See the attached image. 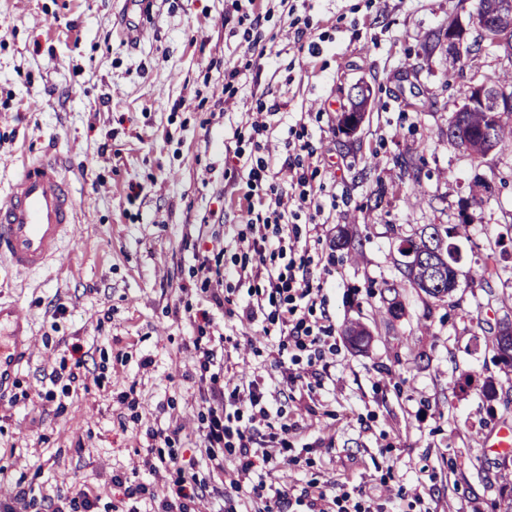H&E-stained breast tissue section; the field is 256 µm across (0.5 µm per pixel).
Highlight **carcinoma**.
<instances>
[{"mask_svg": "<svg viewBox=\"0 0 512 512\" xmlns=\"http://www.w3.org/2000/svg\"><path fill=\"white\" fill-rule=\"evenodd\" d=\"M481 2L476 4V18L472 19L474 32L467 39V55L478 56L488 46L506 43L512 50V30L487 27L483 24ZM479 83L486 84L502 98L512 100V72L505 69L482 76ZM369 95L350 102V109L341 113L338 124L341 131L352 134L362 122ZM448 142L467 153L480 163L491 152L512 147V103H503L499 108L489 105L487 109L471 108L463 103L448 117ZM492 193L491 185L483 178L474 177L470 185V197L475 204L484 201ZM466 233V225L456 224L444 228L440 224H423L409 236L400 239L399 253L407 258L401 269V278L386 284L385 291L398 294L406 287L417 288L425 295L438 299L454 296L458 251L449 239ZM497 361L512 367V324L499 328L496 335Z\"/></svg>", "mask_w": 512, "mask_h": 512, "instance_id": "carcinoma-1", "label": "carcinoma"}]
</instances>
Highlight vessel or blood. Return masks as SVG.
<instances>
[{
    "mask_svg": "<svg viewBox=\"0 0 512 512\" xmlns=\"http://www.w3.org/2000/svg\"><path fill=\"white\" fill-rule=\"evenodd\" d=\"M76 228L73 184L61 165L49 158L27 161L0 193V264L26 274L46 269L76 241ZM34 349L31 315L0 302V406Z\"/></svg>",
    "mask_w": 512,
    "mask_h": 512,
    "instance_id": "vessel-or-blood-1",
    "label": "vessel or blood"
}]
</instances>
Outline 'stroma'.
<instances>
[{
	"label": "stroma",
	"instance_id": "stroma-1",
	"mask_svg": "<svg viewBox=\"0 0 512 512\" xmlns=\"http://www.w3.org/2000/svg\"><path fill=\"white\" fill-rule=\"evenodd\" d=\"M122 5L0 0V190L24 160L59 159L80 233L65 266L0 267V299L30 312L40 346L16 377L17 403L0 408V485L25 492L27 512H46L75 484L98 493L93 512H112L118 473L145 488L124 512H154L152 492L178 474L153 476L143 457L198 455L206 407L185 345L206 306L197 252L211 237L224 240V307L214 314L224 358L247 381L272 371L276 337L235 315L265 287L238 274L246 178L265 144L279 175L255 191L287 189L288 144L300 137L313 152L325 256L309 277L336 328V356L313 402L284 404L299 461L281 467L280 481L356 486L378 512L400 493L420 494L415 512H499L512 499V453L492 443L512 425V371L497 363L494 339L512 321V278L488 291L478 280L490 253L512 271V148L473 163L449 144L448 114L472 77L512 66V54L491 46L452 71L447 40L424 48L450 17L467 19L473 0H154L143 15ZM127 23L146 37L122 36ZM251 28L252 51L242 42ZM355 83L371 102L347 136L338 118ZM426 98L430 111L411 110ZM259 106L270 114L261 135ZM401 155L417 159L419 180L395 166ZM477 174L494 192L470 206ZM463 220L459 306L404 288L400 317H384L379 288L400 276V237ZM342 234L357 261L336 249ZM354 323L371 336L361 350L346 336ZM73 372L94 386L68 387ZM174 428L177 439L164 441Z\"/></svg>",
	"mask_w": 512,
	"mask_h": 512
}]
</instances>
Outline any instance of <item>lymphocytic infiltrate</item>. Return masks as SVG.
<instances>
[{
	"label": "lymphocytic infiltrate",
	"instance_id": "obj_1",
	"mask_svg": "<svg viewBox=\"0 0 512 512\" xmlns=\"http://www.w3.org/2000/svg\"><path fill=\"white\" fill-rule=\"evenodd\" d=\"M288 166L292 175L287 194L271 198L247 221V251L262 262L267 290L247 300L238 317L246 325L278 329L279 351L302 367L300 373L283 375V382L293 384L302 375L317 378V364L336 349L330 342L334 326L328 316H316L319 291L305 275L318 254L320 236L302 234L297 226L311 195L304 161L297 155L289 158ZM197 271L208 302L198 316L209 328L214 324L210 308L224 305V295L215 287L224 273L206 251L198 257ZM215 342L212 336H195L188 349L209 376L202 394L208 416L197 463L222 475L224 498L230 503L227 512H250L239 493L243 481L258 469L265 470L266 480L251 488L253 498L261 502L257 512H373V500L362 489L328 479L311 480L299 491L278 485V468L292 462L282 405L265 378L243 380L218 360Z\"/></svg>",
	"mask_w": 512,
	"mask_h": 512
}]
</instances>
